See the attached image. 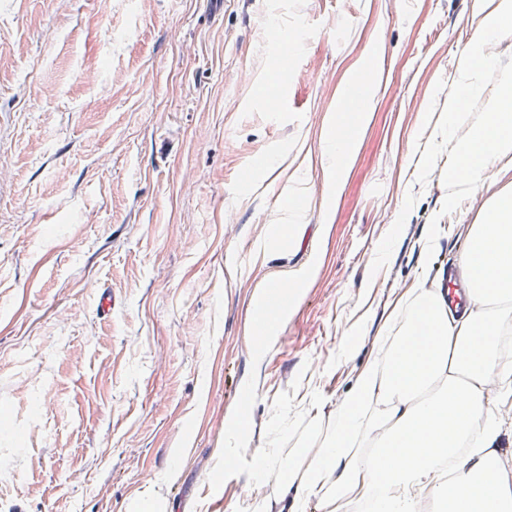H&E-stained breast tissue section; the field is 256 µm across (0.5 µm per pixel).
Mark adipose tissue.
Here are the masks:
<instances>
[{
	"label": "adipose tissue",
	"instance_id": "obj_1",
	"mask_svg": "<svg viewBox=\"0 0 512 512\" xmlns=\"http://www.w3.org/2000/svg\"><path fill=\"white\" fill-rule=\"evenodd\" d=\"M445 134L460 138L457 179L480 181L512 159V81H504L487 120L449 112ZM455 263L466 305L416 277L387 330L336 405V426L301 451L296 482L282 481L281 449L262 452L259 471L281 479L293 512H512L488 452L512 419V192L495 197L491 220L467 229Z\"/></svg>",
	"mask_w": 512,
	"mask_h": 512
}]
</instances>
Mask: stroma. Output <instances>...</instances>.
I'll list each match as a JSON object with an SVG mask.
<instances>
[{
	"mask_svg": "<svg viewBox=\"0 0 512 512\" xmlns=\"http://www.w3.org/2000/svg\"><path fill=\"white\" fill-rule=\"evenodd\" d=\"M497 4L0 0V512H205L216 495L271 512L258 456L332 429L399 282L453 259L512 190V161L456 180L460 149L435 135L448 99L482 123L512 75V29L487 46L494 68L464 63ZM292 30L285 69L272 36ZM364 71L334 179L327 141ZM276 224L286 240L266 246ZM297 275L245 349L258 296Z\"/></svg>",
	"mask_w": 512,
	"mask_h": 512,
	"instance_id": "obj_1",
	"label": "stroma"
}]
</instances>
